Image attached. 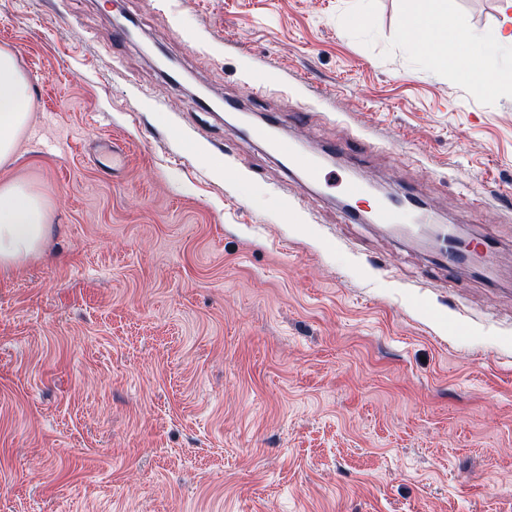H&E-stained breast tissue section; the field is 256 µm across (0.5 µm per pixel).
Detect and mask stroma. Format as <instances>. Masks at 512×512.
Segmentation results:
<instances>
[{
	"mask_svg": "<svg viewBox=\"0 0 512 512\" xmlns=\"http://www.w3.org/2000/svg\"><path fill=\"white\" fill-rule=\"evenodd\" d=\"M407 4L0 0L31 96L0 183L53 226L0 274V512H512V89L418 54ZM504 5L445 2L482 31ZM199 87L335 151L326 184ZM344 175L497 265L350 221ZM437 243L431 250L439 264L448 268V272L463 266L469 256L468 248H463L456 236L454 227L441 224L436 228Z\"/></svg>",
	"mask_w": 512,
	"mask_h": 512,
	"instance_id": "stroma-1",
	"label": "stroma"
}]
</instances>
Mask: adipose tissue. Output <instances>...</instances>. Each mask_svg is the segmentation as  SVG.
Segmentation results:
<instances>
[{
  "label": "adipose tissue",
  "mask_w": 512,
  "mask_h": 512,
  "mask_svg": "<svg viewBox=\"0 0 512 512\" xmlns=\"http://www.w3.org/2000/svg\"><path fill=\"white\" fill-rule=\"evenodd\" d=\"M401 29L418 52L437 67L466 73L482 90H495L500 73L495 67L460 54L463 43L493 40L512 49V16H504L492 33L470 29L463 20H449L447 12L431 0H413ZM30 105L29 84L17 71L13 53L0 50V165L12 158L26 128ZM44 196L22 180L0 183V273H7L42 256L52 233Z\"/></svg>",
  "instance_id": "1"
}]
</instances>
